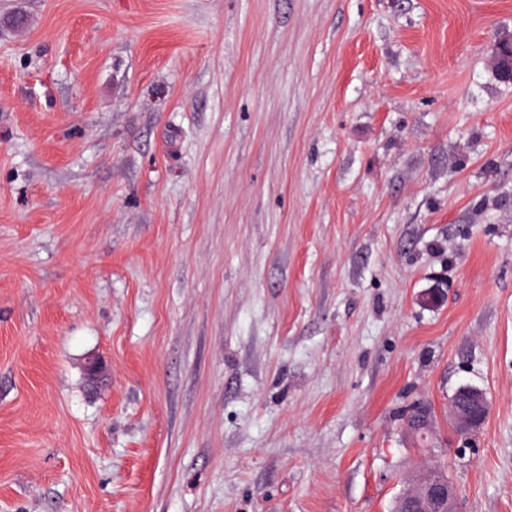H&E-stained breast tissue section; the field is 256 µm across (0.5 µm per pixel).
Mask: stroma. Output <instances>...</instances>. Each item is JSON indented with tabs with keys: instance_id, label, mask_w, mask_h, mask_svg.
Listing matches in <instances>:
<instances>
[{
	"instance_id": "obj_1",
	"label": "stroma",
	"mask_w": 512,
	"mask_h": 512,
	"mask_svg": "<svg viewBox=\"0 0 512 512\" xmlns=\"http://www.w3.org/2000/svg\"><path fill=\"white\" fill-rule=\"evenodd\" d=\"M507 32L512 0H0V512H393L428 459L512 512ZM491 63L501 77L512 78V34L500 36ZM491 411L484 391L464 386L448 399V422L464 440L477 436Z\"/></svg>"
}]
</instances>
